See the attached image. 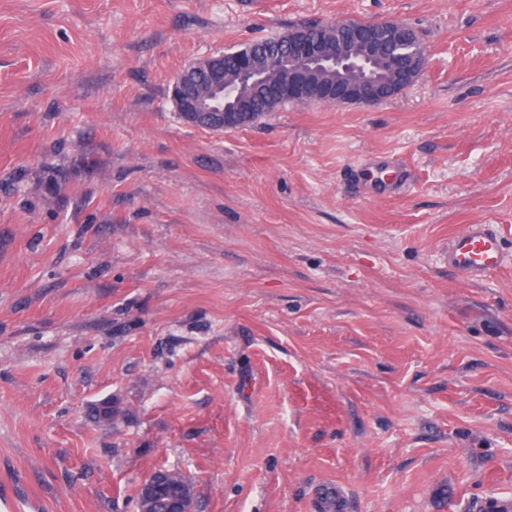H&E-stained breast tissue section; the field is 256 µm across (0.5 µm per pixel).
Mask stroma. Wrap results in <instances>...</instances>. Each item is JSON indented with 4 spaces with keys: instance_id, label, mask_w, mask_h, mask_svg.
<instances>
[{
    "instance_id": "stroma-1",
    "label": "stroma",
    "mask_w": 512,
    "mask_h": 512,
    "mask_svg": "<svg viewBox=\"0 0 512 512\" xmlns=\"http://www.w3.org/2000/svg\"><path fill=\"white\" fill-rule=\"evenodd\" d=\"M388 20L426 52L376 104L224 131L187 62ZM512 0H0V512H471L512 497ZM124 412L105 426L102 400ZM512 264L499 233L490 224H467L448 240V267L461 277L477 281Z\"/></svg>"
}]
</instances>
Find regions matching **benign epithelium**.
I'll list each match as a JSON object with an SVG mask.
<instances>
[{
	"instance_id": "benign-epithelium-1",
	"label": "benign epithelium",
	"mask_w": 512,
	"mask_h": 512,
	"mask_svg": "<svg viewBox=\"0 0 512 512\" xmlns=\"http://www.w3.org/2000/svg\"><path fill=\"white\" fill-rule=\"evenodd\" d=\"M407 38L406 27L392 21L366 23L354 39L334 46L297 36L272 56L267 71L258 70L247 54L238 55L230 73L224 72V55L200 57L175 76L173 106L190 125L207 120L232 130L244 125L237 84L249 83L276 101H300L314 80L329 70L338 77L323 91L327 101L336 105L388 101L414 83V66H425V51L409 46ZM168 474L167 469L155 470L141 485L143 494L158 490Z\"/></svg>"
}]
</instances>
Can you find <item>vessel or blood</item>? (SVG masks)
I'll return each mask as SVG.
<instances>
[{
    "mask_svg": "<svg viewBox=\"0 0 512 512\" xmlns=\"http://www.w3.org/2000/svg\"><path fill=\"white\" fill-rule=\"evenodd\" d=\"M511 264L512 250L490 225H466L448 241V266L465 279L477 281Z\"/></svg>",
    "mask_w": 512,
    "mask_h": 512,
    "instance_id": "obj_1",
    "label": "vessel or blood"
}]
</instances>
